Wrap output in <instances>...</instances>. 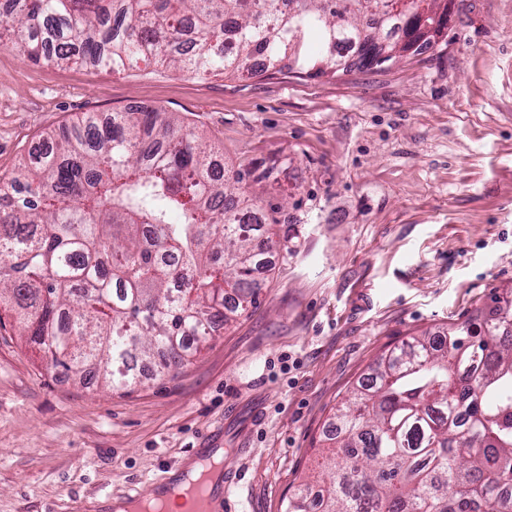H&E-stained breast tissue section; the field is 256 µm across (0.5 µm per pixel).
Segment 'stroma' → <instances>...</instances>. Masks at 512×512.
I'll return each instance as SVG.
<instances>
[{
    "label": "stroma",
    "mask_w": 512,
    "mask_h": 512,
    "mask_svg": "<svg viewBox=\"0 0 512 512\" xmlns=\"http://www.w3.org/2000/svg\"><path fill=\"white\" fill-rule=\"evenodd\" d=\"M139 101L230 169L280 162L257 188L282 205L257 302L129 393L55 370L0 312V512H107L214 446L240 512H283L386 349L481 324L512 285V0H455L438 46L314 79L112 74L0 46V175L82 113Z\"/></svg>",
    "instance_id": "35a3bbf8"
}]
</instances>
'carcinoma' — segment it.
Here are the masks:
<instances>
[{"label": "carcinoma", "instance_id": "obj_1", "mask_svg": "<svg viewBox=\"0 0 512 512\" xmlns=\"http://www.w3.org/2000/svg\"><path fill=\"white\" fill-rule=\"evenodd\" d=\"M385 0H3L0 43L33 63L120 73L137 60L209 75L335 74L371 69L383 46L359 38L404 15ZM432 31L448 0H419ZM175 112L92 113L0 177V308L50 365L106 387L134 388L138 364L176 373L257 300L267 226L236 185L272 168L219 178L216 153L182 133ZM475 330L426 329L385 350L371 381L336 408L313 479L284 512H512V289Z\"/></svg>", "mask_w": 512, "mask_h": 512}]
</instances>
